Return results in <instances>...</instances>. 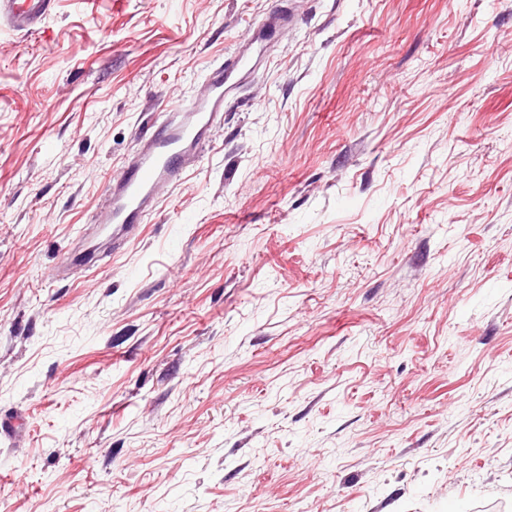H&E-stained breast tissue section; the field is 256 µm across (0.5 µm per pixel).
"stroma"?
Returning a JSON list of instances; mask_svg holds the SVG:
<instances>
[{
	"label": "stroma",
	"instance_id": "35a3bbf8",
	"mask_svg": "<svg viewBox=\"0 0 512 512\" xmlns=\"http://www.w3.org/2000/svg\"><path fill=\"white\" fill-rule=\"evenodd\" d=\"M271 41L134 237L141 137ZM0 512H512V0H56L0 31Z\"/></svg>",
	"mask_w": 512,
	"mask_h": 512
}]
</instances>
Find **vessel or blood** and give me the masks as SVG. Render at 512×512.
Returning <instances> with one entry per match:
<instances>
[{
  "instance_id": "b4317fda",
  "label": "vessel or blood",
  "mask_w": 512,
  "mask_h": 512,
  "mask_svg": "<svg viewBox=\"0 0 512 512\" xmlns=\"http://www.w3.org/2000/svg\"><path fill=\"white\" fill-rule=\"evenodd\" d=\"M54 0H0V21L9 29L33 36L39 33ZM246 65L236 55L225 60L205 78V92L181 107L178 116L163 120L112 187V208L101 223L102 233L125 240L138 229L144 213L152 208L163 186L176 181L197 161V150L235 89L234 76Z\"/></svg>"
}]
</instances>
